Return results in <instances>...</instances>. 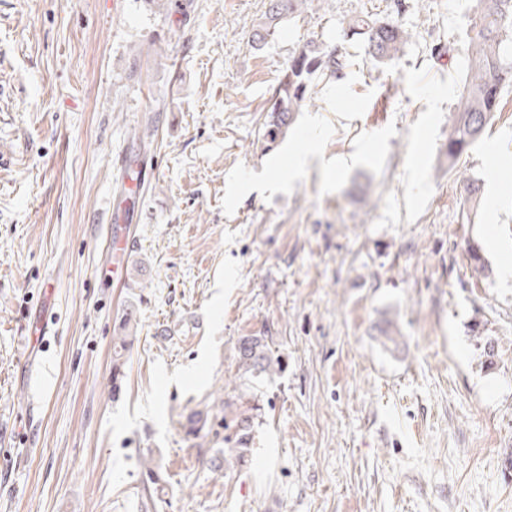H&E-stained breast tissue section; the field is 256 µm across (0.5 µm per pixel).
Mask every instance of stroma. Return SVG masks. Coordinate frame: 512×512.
I'll return each instance as SVG.
<instances>
[{
	"mask_svg": "<svg viewBox=\"0 0 512 512\" xmlns=\"http://www.w3.org/2000/svg\"><path fill=\"white\" fill-rule=\"evenodd\" d=\"M267 3L0 0V512H512V90L443 154L474 0H320L257 44ZM362 13L411 32L394 66L346 36ZM310 40L350 65L261 151ZM142 171L130 289L108 220ZM243 336L283 360L253 393ZM253 400L247 462L217 460ZM137 309L131 303L117 324L115 336H112V392L119 393L123 382V365L126 353L136 340Z\"/></svg>",
	"mask_w": 512,
	"mask_h": 512,
	"instance_id": "1",
	"label": "stroma"
}]
</instances>
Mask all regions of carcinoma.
Returning <instances> with one entry per match:
<instances>
[{"mask_svg": "<svg viewBox=\"0 0 512 512\" xmlns=\"http://www.w3.org/2000/svg\"><path fill=\"white\" fill-rule=\"evenodd\" d=\"M315 0H269L261 31L256 42L262 43L273 35L284 19L308 9ZM475 23L470 29L465 50L467 75L459 89L454 107L444 155L448 171H454L468 149L480 138L486 126L498 111L506 88L512 86V50L505 44L512 42V0H475ZM352 35L364 39L370 60L390 66L411 39V33L401 25L372 14L356 15L347 21ZM347 66L345 57L337 50L326 51L314 40L295 54L288 69L279 79L267 111L272 119L266 125L258 142L264 150L273 147L285 136L302 110L313 82L322 77L339 78ZM137 309L131 304L117 324L112 337V393L121 390L126 353L136 340ZM240 384L246 385L272 374L282 366L265 336H244L238 344ZM207 419L199 412L186 417L183 425L186 435L196 437L206 427ZM224 461L241 463L247 460L254 440V415L239 411L224 421Z\"/></svg>", "mask_w": 512, "mask_h": 512, "instance_id": "carcinoma-1", "label": "carcinoma"}]
</instances>
